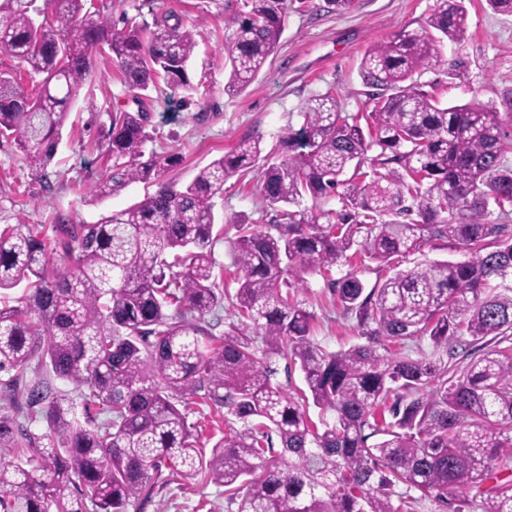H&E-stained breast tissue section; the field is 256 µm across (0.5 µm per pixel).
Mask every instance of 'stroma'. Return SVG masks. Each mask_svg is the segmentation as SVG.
<instances>
[{
    "instance_id": "obj_1",
    "label": "stroma",
    "mask_w": 512,
    "mask_h": 512,
    "mask_svg": "<svg viewBox=\"0 0 512 512\" xmlns=\"http://www.w3.org/2000/svg\"><path fill=\"white\" fill-rule=\"evenodd\" d=\"M114 24L123 16L152 25L156 15L175 10L192 26L196 48L190 69L194 91L175 93L166 86L149 89L146 151L170 155L174 163L162 181L179 187L199 170L231 151L243 136L257 133L273 149L289 130L299 129L300 111L312 96L331 93L340 111L371 112L373 102L363 84L360 67L370 47L395 32L416 28L435 9L436 0H356L346 13L327 10L326 0H288L280 41L258 77L243 92H224L227 63L224 54V16L227 0H94ZM466 39L456 45L437 44L436 53L416 74L423 90L448 105L471 101L502 106L512 102V16L493 12L486 0H469ZM130 94L111 55L96 56L92 79L75 99L54 161L46 173L25 162L13 140L0 138V225L50 226L63 214L76 224H94L154 193L159 182H135L106 199L97 198L93 185L106 177L112 162L98 138L100 121ZM213 254L225 285L236 276L230 242L237 221L259 231L271 230L275 208L263 203L258 171L233 178L224 186L214 209ZM307 276L294 298L315 316L316 341L327 350L359 343L354 318L342 308L328 285L343 275ZM187 421L200 434V446L211 452L228 430L223 412L202 403L193 406ZM223 486L201 479L155 489L142 512H228Z\"/></svg>"
}]
</instances>
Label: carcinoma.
<instances>
[{
	"label": "carcinoma",
	"instance_id": "obj_1",
	"mask_svg": "<svg viewBox=\"0 0 512 512\" xmlns=\"http://www.w3.org/2000/svg\"><path fill=\"white\" fill-rule=\"evenodd\" d=\"M87 2L51 0L39 23L36 0H0V51L40 76L27 91L0 73V137L46 173L72 99L109 50L136 110L101 124L112 171L94 193L108 197L172 165L145 155L143 96L160 79L193 91L196 42L173 12L146 38L134 18L120 30L91 18ZM465 2L437 0L425 23L365 52L368 133L325 93L277 162L261 137H244L180 189L95 224L56 217L52 247L32 224L0 226V391L46 424L37 435L0 416V512H140L155 487L201 473L236 512H407L401 485L439 501L475 489L480 512H512V103L504 119L480 102L444 105L413 81L434 41L465 39ZM284 19L285 0H241L224 17V93L253 82ZM262 159V199L283 209L274 234L233 225L231 295L215 274L214 198ZM330 196L340 210L317 208ZM448 244L471 258L427 260L371 288L358 271L331 282L364 339L347 349L317 343L314 314L290 295L351 250L385 267ZM226 298L237 322L216 337L202 322ZM424 341L432 351L417 357L390 350ZM35 359L82 390L83 417L30 376ZM279 361L300 368L306 390L274 381ZM201 390L241 423L208 459L184 413ZM93 406L109 417L94 422ZM261 429L279 446H262Z\"/></svg>",
	"mask_w": 512,
	"mask_h": 512
}]
</instances>
